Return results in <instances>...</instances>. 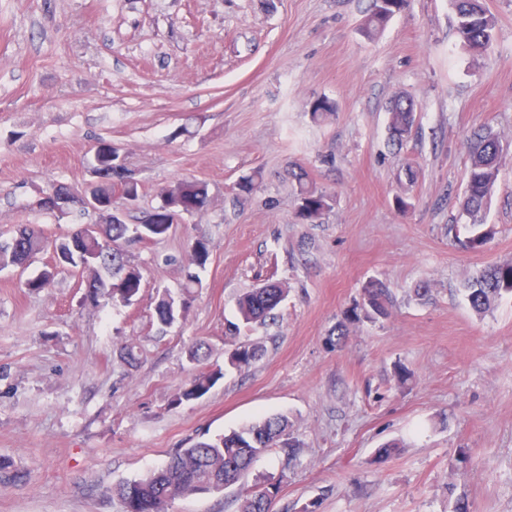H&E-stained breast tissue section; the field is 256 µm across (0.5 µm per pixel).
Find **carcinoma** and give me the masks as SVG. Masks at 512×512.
<instances>
[{
    "instance_id": "cac0c4a2",
    "label": "carcinoma",
    "mask_w": 512,
    "mask_h": 512,
    "mask_svg": "<svg viewBox=\"0 0 512 512\" xmlns=\"http://www.w3.org/2000/svg\"><path fill=\"white\" fill-rule=\"evenodd\" d=\"M456 25L455 32L461 45L473 52L490 46L496 26V17L486 8L484 0H452ZM408 0H372L370 13L362 27L365 36L371 37L383 30L393 17L403 11ZM335 112V105L327 99L316 101L310 112L315 122L326 119ZM390 131L392 140L401 143L410 133L415 120L413 103L399 98L390 107ZM468 165L466 187L461 203L463 211L470 215L479 213L491 195L502 161V148L498 138L491 134H476L467 141ZM112 148H101L97 154L99 164L110 165ZM112 166V165H110ZM289 174L296 182L298 200L297 217L305 223L317 222L330 208L328 197L309 180L305 170L295 164ZM123 197L136 201L140 195L139 181L120 165L112 166V175L101 176L95 186L99 198L107 203L115 197L116 190ZM161 204L141 224L130 225L114 217L112 223L103 224L91 235L81 234V225L76 224L64 236L53 241L43 235L41 229L22 225L7 241H0V270L6 268L25 269L36 255L51 248L61 254L59 265L75 271H85L86 262L92 263L89 296L115 302H128L140 290V273L127 265L124 245L131 241L153 240L167 234L172 224L185 215L204 211L209 204V195L204 184L182 178L160 191ZM463 241L470 250L484 247L492 230L477 231V224ZM190 261L203 267L209 259V246L198 240L191 245ZM117 278L111 289L104 288L101 272ZM466 297L471 308L478 314L488 311L492 304L505 295L512 296V263L493 265L468 281ZM287 288L280 282L267 281L241 294L236 301L239 323H230L233 330L239 324L262 323L285 299ZM165 293L155 306L158 324L173 325L169 313V299ZM390 295L388 289L378 281H369L363 286L361 301L353 313H362L363 318L374 320L388 315ZM261 348L251 343H240L228 357L229 365L243 368L251 365L259 356ZM224 377L220 370L200 371L175 394V402L182 404L202 398ZM288 418L282 415L268 417L227 435L213 439L198 440L187 448L178 449L161 466L144 476L121 481L110 489V494L119 498L123 512H169V505L185 495L201 494L213 487L224 489L242 479L262 454L279 448L287 459L294 456V444L286 437ZM279 486L269 483L241 499L239 512H274Z\"/></svg>"
}]
</instances>
